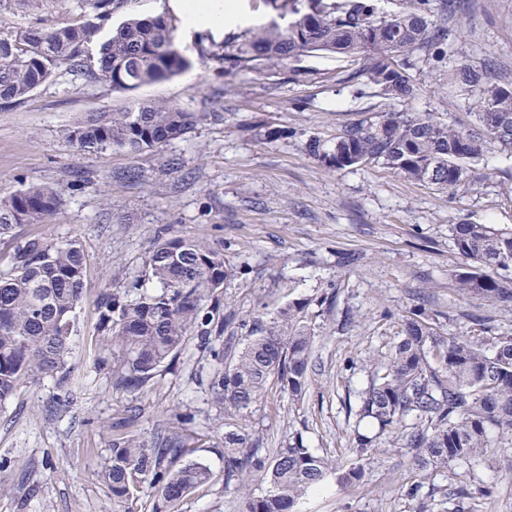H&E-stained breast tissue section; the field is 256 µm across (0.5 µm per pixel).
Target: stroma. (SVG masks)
Instances as JSON below:
<instances>
[{
    "label": "stroma",
    "instance_id": "stroma-1",
    "mask_svg": "<svg viewBox=\"0 0 512 512\" xmlns=\"http://www.w3.org/2000/svg\"><path fill=\"white\" fill-rule=\"evenodd\" d=\"M213 36L183 47L189 74L133 92L64 74L23 103L0 109V195L30 186L58 189L63 205L48 224L20 237L76 238L86 258L87 290L76 310L67 370L25 383L0 406V512H112L104 480L112 440L163 431L174 407L198 411L188 428L192 458L214 479L179 512H238L241 490L224 484V428L194 373L209 360L187 349L140 391L115 389L112 350L99 331L100 289L124 290L144 267L162 229L219 244L233 276L221 302L239 317L270 319L306 303L316 337L302 400L271 390L246 423L282 443L302 435L331 463L351 454L356 401L369 361L387 351L410 310L441 314L451 336L512 334V303L461 295L451 277L461 264L450 227L463 222L512 229V155L488 148L470 188L451 194L372 164L328 168L306 154L309 138L331 143L346 126L385 112L429 113L470 123L467 103L442 68L418 65L417 96L401 103L373 86L354 93L350 73L363 58L306 53L257 68L201 59ZM450 62L496 61L512 78V0H464L448 18ZM213 113L184 138L138 153L86 154L66 130L90 112L126 110L133 100ZM70 390L72 405L54 395ZM418 497H410L411 485ZM486 490L487 512H512V449L422 476L398 438L374 449L361 484L328 479L299 512H458V487Z\"/></svg>",
    "mask_w": 512,
    "mask_h": 512
}]
</instances>
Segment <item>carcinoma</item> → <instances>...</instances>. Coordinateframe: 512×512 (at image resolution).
I'll list each match as a JSON object with an SVG mask.
<instances>
[{"instance_id":"obj_1","label":"carcinoma","mask_w":512,"mask_h":512,"mask_svg":"<svg viewBox=\"0 0 512 512\" xmlns=\"http://www.w3.org/2000/svg\"><path fill=\"white\" fill-rule=\"evenodd\" d=\"M48 0H0V109L23 102L60 71L88 75L116 89L141 86L184 72L191 62L179 49L165 16L130 15L112 25L127 0H80L79 17L46 27L14 23V12L36 15ZM457 0H403L385 16L373 0H267L273 20L259 32L230 42L245 66L283 61L301 53L367 56L360 75L381 94L405 102L417 87L411 71L425 61L448 63V12ZM472 109L473 127L457 129L431 115L387 112L376 121L346 127L329 145L312 138L308 154L341 170L381 164L412 181L451 193L468 185L490 146L512 154V80L484 67L448 69ZM212 118L176 106L135 100L122 112H94L68 129L81 151L152 150L181 139ZM63 204L60 191L28 186L0 196V240L25 224H46ZM462 265L452 273L464 296L512 302V231L487 224L450 227ZM232 276L223 249L165 234L148 253L130 289L103 288L99 325L112 341V383L126 391L146 387L167 361L194 346L210 356L205 392L224 413V486L257 482L240 512H298L308 492L333 474L348 487L360 483L362 461L384 437L402 432L417 469L429 476L497 448L512 447V336H445L418 311L402 320L387 351L373 359L371 382L358 416L370 428L355 429L352 462L333 468L300 436L269 449L240 424L275 387L293 400L309 385L314 336L306 305L279 308L270 321L252 322L242 345L224 341L235 314H224L218 292ZM87 281L85 261L73 237L31 238L15 247L0 272V405L24 381L38 382L63 369L74 347V319ZM194 417L173 412L154 440L122 436L112 441L105 482L112 512H130L143 493L153 512H179L180 503L212 477L187 455L185 425ZM179 466H174V463Z\"/></svg>"}]
</instances>
